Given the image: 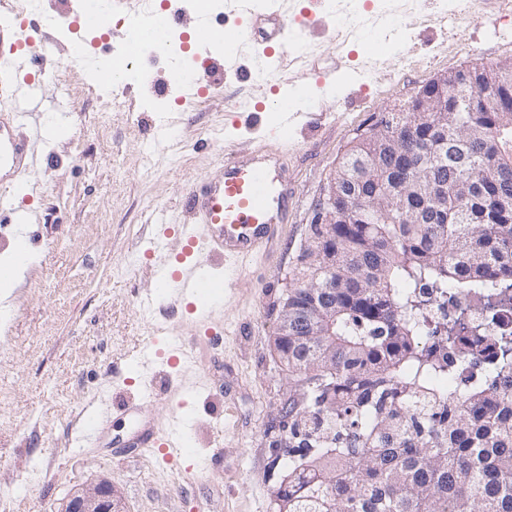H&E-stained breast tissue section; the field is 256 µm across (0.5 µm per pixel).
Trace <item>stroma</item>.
<instances>
[{"instance_id":"1","label":"stroma","mask_w":512,"mask_h":512,"mask_svg":"<svg viewBox=\"0 0 512 512\" xmlns=\"http://www.w3.org/2000/svg\"><path fill=\"white\" fill-rule=\"evenodd\" d=\"M284 0L301 40L284 59L262 63L255 84L222 74L204 97L174 89L154 111L156 85L170 82L169 54L140 61L156 83L132 85L107 107L87 68L71 55L42 74L44 136L28 179L9 189L25 223L0 230V255L13 233L33 236L32 261L0 299V512H60L70 492L109 481L127 512H271L270 492L285 472L284 409L302 401L303 383L274 350L282 298L311 236L319 200L352 140L437 75L512 59V0ZM26 27L69 47L62 34L82 0H5ZM327 25L308 27L309 11ZM305 88L301 111L316 124L279 146L277 114L239 112L235 99L271 101ZM70 114L56 112L58 99ZM281 147L288 170L290 218L283 239L241 272L222 271L221 302L199 322L188 302L138 299L152 286L153 222L177 227L185 189L224 171V149ZM223 331L209 341L207 329ZM188 340L206 383L185 395L183 427L195 448L162 461L150 448L122 442L136 421L116 413L95 445L80 447L101 400L137 406L138 419L166 421V391L177 370L170 336ZM221 445L218 468L204 455Z\"/></svg>"}]
</instances>
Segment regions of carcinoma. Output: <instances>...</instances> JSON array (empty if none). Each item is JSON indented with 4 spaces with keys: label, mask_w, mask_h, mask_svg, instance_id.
Segmentation results:
<instances>
[{
    "label": "carcinoma",
    "mask_w": 512,
    "mask_h": 512,
    "mask_svg": "<svg viewBox=\"0 0 512 512\" xmlns=\"http://www.w3.org/2000/svg\"><path fill=\"white\" fill-rule=\"evenodd\" d=\"M486 76L493 96L413 100L341 163L367 169L336 178V223L312 225L274 340L307 390L273 512H512V338L440 321L423 293L512 289V61Z\"/></svg>",
    "instance_id": "1"
}]
</instances>
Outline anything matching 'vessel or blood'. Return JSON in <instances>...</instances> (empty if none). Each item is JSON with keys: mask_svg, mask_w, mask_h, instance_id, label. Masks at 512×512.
Returning a JSON list of instances; mask_svg holds the SVG:
<instances>
[{"mask_svg": "<svg viewBox=\"0 0 512 512\" xmlns=\"http://www.w3.org/2000/svg\"><path fill=\"white\" fill-rule=\"evenodd\" d=\"M238 16L217 28L197 21L192 30L196 43L207 44L218 38L238 47L258 43L265 56L288 51L298 33L287 15L279 9L257 10L252 0H238ZM23 57L36 71L44 70L56 57L53 44L38 31L27 37L11 35L0 24V60L5 56ZM0 93L21 94L35 99L40 95L33 81L18 82L0 74ZM279 117L280 141L300 117L293 100L280 97L273 104ZM30 115L13 109L0 113V185L19 181L30 173L29 143L18 130L28 125ZM277 152L234 150L224 156L221 179L192 183L186 190L185 220L179 226L181 260H173L166 243V231L153 238L154 288L144 294L139 306L151 310L159 298L183 300L210 293L212 282L203 267L224 263L250 262L266 254L279 238L288 221V185ZM191 440L180 426L178 410H171L167 430L142 423L127 442L131 448H152L164 459L185 450Z\"/></svg>", "mask_w": 512, "mask_h": 512, "instance_id": "vessel-or-blood-1", "label": "vessel or blood"}]
</instances>
